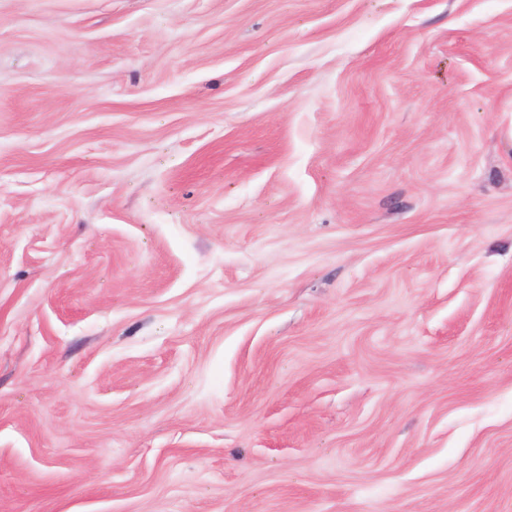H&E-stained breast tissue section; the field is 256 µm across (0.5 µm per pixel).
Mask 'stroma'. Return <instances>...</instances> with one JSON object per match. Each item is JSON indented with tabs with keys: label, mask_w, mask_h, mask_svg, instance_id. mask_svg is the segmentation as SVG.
I'll return each instance as SVG.
<instances>
[{
	"label": "stroma",
	"mask_w": 512,
	"mask_h": 512,
	"mask_svg": "<svg viewBox=\"0 0 512 512\" xmlns=\"http://www.w3.org/2000/svg\"><path fill=\"white\" fill-rule=\"evenodd\" d=\"M0 512H512V0H0Z\"/></svg>",
	"instance_id": "35a3bbf8"
}]
</instances>
